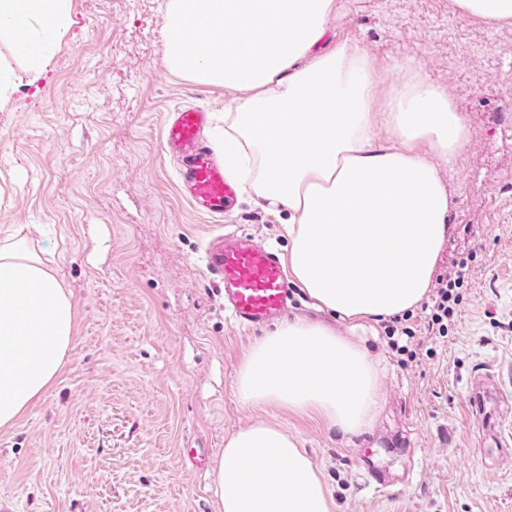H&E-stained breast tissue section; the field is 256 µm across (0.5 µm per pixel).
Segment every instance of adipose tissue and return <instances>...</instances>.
Returning a JSON list of instances; mask_svg holds the SVG:
<instances>
[{
	"label": "adipose tissue",
	"instance_id": "adipose-tissue-1",
	"mask_svg": "<svg viewBox=\"0 0 512 512\" xmlns=\"http://www.w3.org/2000/svg\"><path fill=\"white\" fill-rule=\"evenodd\" d=\"M336 0H163V64L234 92L224 163L242 191L284 214L289 276L316 310L349 322L404 314L425 297L450 233L441 175L471 133L447 90L419 69L377 99L363 47L327 43ZM71 0H0V109L38 87ZM380 108H373V101ZM71 292L17 231L0 233V429L62 376L76 337ZM243 403L310 413L344 436L373 425L377 369L321 320L276 323L248 347ZM217 512H332L322 473L295 437L262 419L224 439Z\"/></svg>",
	"mask_w": 512,
	"mask_h": 512
}]
</instances>
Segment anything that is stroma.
Wrapping results in <instances>:
<instances>
[{"label":"stroma","mask_w":512,"mask_h":512,"mask_svg":"<svg viewBox=\"0 0 512 512\" xmlns=\"http://www.w3.org/2000/svg\"><path fill=\"white\" fill-rule=\"evenodd\" d=\"M161 2L72 0L40 91L20 88L0 112V229L52 258L79 312L62 377L0 430V500L13 512H216L225 435L265 419L305 448L334 512H512V25L451 0H337L328 21L378 60V94L416 66L472 134L436 269L469 266L444 333L420 307L401 348L391 320L335 323L378 370L379 414L348 441L237 395L256 334L225 315L204 243L221 226L281 253L284 217L243 193L219 224L181 194L164 121L187 104L219 116L229 96L165 69ZM479 375L497 392L488 426L469 406Z\"/></svg>","instance_id":"stroma-1"}]
</instances>
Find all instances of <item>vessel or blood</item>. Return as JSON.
Returning <instances> with one entry per match:
<instances>
[{"instance_id":"vessel-or-blood-1","label":"vessel or blood","mask_w":512,"mask_h":512,"mask_svg":"<svg viewBox=\"0 0 512 512\" xmlns=\"http://www.w3.org/2000/svg\"><path fill=\"white\" fill-rule=\"evenodd\" d=\"M208 121L201 107L174 109L165 120L162 145L179 162L180 189L191 206L220 221L234 208L239 186L204 136ZM203 264L210 283L222 288L224 307L240 327L261 326L287 311L293 290L272 248L217 231L205 241Z\"/></svg>"}]
</instances>
